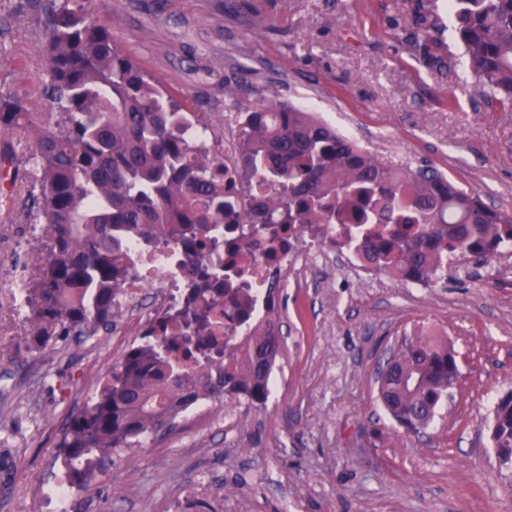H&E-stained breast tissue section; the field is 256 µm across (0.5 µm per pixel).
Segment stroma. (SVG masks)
<instances>
[{"label": "stroma", "mask_w": 512, "mask_h": 512, "mask_svg": "<svg viewBox=\"0 0 512 512\" xmlns=\"http://www.w3.org/2000/svg\"><path fill=\"white\" fill-rule=\"evenodd\" d=\"M438 0L425 59L409 0H255L268 24L230 0H82L114 39L216 135L265 96L318 111L379 158L427 165L512 211V109L486 106ZM0 0V93L50 109L34 17ZM0 202V512H512V470L491 439L512 394V255L471 259L413 288L365 280L335 259L289 267L275 297L285 351L265 406L224 398L169 433L113 453L96 483L59 503V446L113 363L138 342L160 289L121 296L107 333L26 352L23 281L42 274L48 241L20 199ZM425 326L446 336L458 383L423 433L378 404L384 349Z\"/></svg>", "instance_id": "35a3bbf8"}]
</instances>
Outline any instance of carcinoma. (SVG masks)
Returning a JSON list of instances; mask_svg holds the SVG:
<instances>
[{
    "label": "carcinoma",
    "mask_w": 512,
    "mask_h": 512,
    "mask_svg": "<svg viewBox=\"0 0 512 512\" xmlns=\"http://www.w3.org/2000/svg\"><path fill=\"white\" fill-rule=\"evenodd\" d=\"M24 9L38 18L52 103L38 115L20 96L0 93V134L23 128L35 146L22 161L0 145V185L8 195L21 165L34 170L23 214L50 241L47 271L25 284L26 349L86 342L112 328L118 295L135 280L127 239L148 249L173 242L187 264L181 301L157 309L64 434L70 479L88 484L113 450L172 428L201 399L266 403L282 341L272 323L254 322L250 289L224 287V254L237 245L216 225L236 218L273 244L297 227L377 272L427 285L472 257L512 250V212L435 169L382 162L308 112L266 97L245 110L234 165L242 188L277 193L236 217L207 124L118 46L111 27L87 22L80 0H25ZM448 9L475 86L512 106V0H448ZM413 21L429 33V6L417 3ZM459 376L448 342L421 332L402 337L374 384L390 417L417 434ZM493 444L512 448V396L495 406Z\"/></svg>",
    "instance_id": "obj_1"
}]
</instances>
